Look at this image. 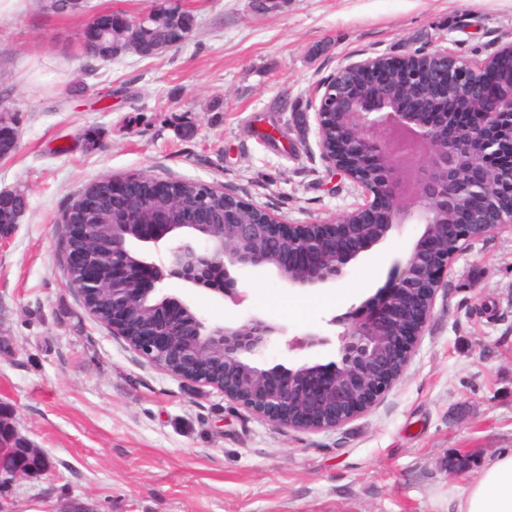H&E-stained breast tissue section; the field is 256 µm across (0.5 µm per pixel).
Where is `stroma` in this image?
Here are the masks:
<instances>
[{"mask_svg": "<svg viewBox=\"0 0 512 512\" xmlns=\"http://www.w3.org/2000/svg\"><path fill=\"white\" fill-rule=\"evenodd\" d=\"M47 2L0 14V107L18 136L0 159V190L28 197L0 240V402L51 462L7 491L11 512L75 502L92 512H453L480 461L512 450V231L457 256L390 391L337 429L306 431L275 427L112 335L68 286L61 219L95 179L134 173L217 186L287 224L333 219L357 196L322 158L317 86L342 63L441 36L486 58L512 42V0H279L273 11L263 0H178L195 17L184 43L109 61L84 54L83 27L154 0H83L70 14ZM421 231L405 225L326 287L242 271L238 305L176 278L160 289L208 325L256 316L287 335L332 337L329 319L375 295ZM286 337H271L255 365L338 358L333 338L291 352ZM464 455L473 464L451 472Z\"/></svg>", "mask_w": 512, "mask_h": 512, "instance_id": "35a3bbf8", "label": "stroma"}]
</instances>
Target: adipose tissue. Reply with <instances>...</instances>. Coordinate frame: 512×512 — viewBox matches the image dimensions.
<instances>
[{
    "instance_id": "1",
    "label": "adipose tissue",
    "mask_w": 512,
    "mask_h": 512,
    "mask_svg": "<svg viewBox=\"0 0 512 512\" xmlns=\"http://www.w3.org/2000/svg\"><path fill=\"white\" fill-rule=\"evenodd\" d=\"M456 512H512V451L489 458L459 497Z\"/></svg>"
}]
</instances>
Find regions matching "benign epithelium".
Returning <instances> with one entry per match:
<instances>
[{"label":"benign epithelium","instance_id":"7a95c632","mask_svg":"<svg viewBox=\"0 0 512 512\" xmlns=\"http://www.w3.org/2000/svg\"><path fill=\"white\" fill-rule=\"evenodd\" d=\"M156 20L150 7L132 18L120 12L97 15L91 24L123 37ZM447 42L442 36L424 50L446 63L437 76L411 69L419 53L408 49L400 56L344 63L321 84L315 119L322 158L362 199L332 222L285 224L242 201L239 209L253 219L245 222L238 209H226L220 232L203 209L188 216L172 207L168 182L142 174L110 179L115 202H130L133 183H148L149 218L144 224L113 225L112 263L105 271L86 246L70 248L64 257L67 270L83 275L80 293L110 285L137 300L134 310L112 309V335L127 340L148 363L216 388L278 428L333 430L366 412L399 380L455 258L486 235L512 227V165L490 164L512 148V88L497 85L493 68V60L512 58V43L479 60ZM396 71L404 73L400 85L392 81ZM432 98L473 102L481 112L464 119L459 113L420 111ZM329 127L336 129L331 146L323 139ZM406 224H421L423 230L406 260L393 267L387 287L330 320L341 327L340 360L327 365L261 369L251 356L270 337L286 335L285 327L253 317L239 325L200 322L186 332L191 307L160 295L158 288L168 276L202 287L218 268L223 287L212 292L238 305L243 294L233 270L272 273L292 288L335 283L361 253ZM68 236L90 242L96 238L94 225L70 224ZM135 243L166 250V262L142 256ZM141 307L150 315L147 325L139 322ZM330 342L305 332L286 345L305 350ZM24 454L17 436L0 434V460L16 461L15 468L0 469V494L26 477Z\"/></svg>","mask_w":512,"mask_h":512}]
</instances>
